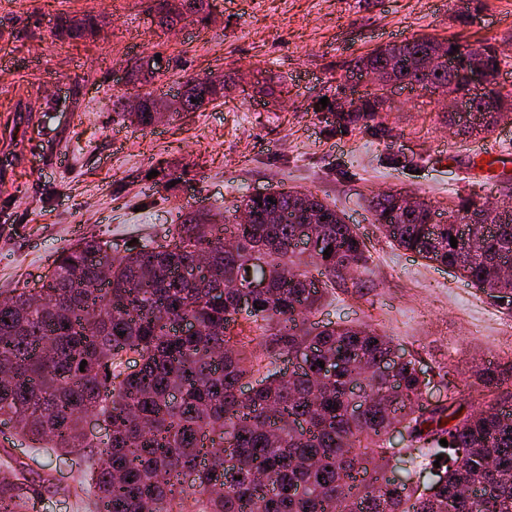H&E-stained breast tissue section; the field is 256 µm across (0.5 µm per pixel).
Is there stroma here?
<instances>
[{"label": "stroma", "instance_id": "1", "mask_svg": "<svg viewBox=\"0 0 512 512\" xmlns=\"http://www.w3.org/2000/svg\"><path fill=\"white\" fill-rule=\"evenodd\" d=\"M207 27L159 26L151 0H0V294L37 288L62 249L95 237L113 249L163 242L183 207L225 212L246 195L310 190L341 211L367 243L354 288L329 291L319 324H367L412 354L432 383L430 405L449 393L463 405L493 403L477 366L512 360V310L455 270L395 246L369 202L407 194L446 213L456 196L483 202L500 181L471 173L512 154V125L453 134L438 96L395 85L390 108L342 124L322 108L360 57L421 36L471 48L498 46L496 88L512 91V0H210ZM91 14L98 28L69 38L59 19ZM160 55L157 92L223 75L233 104L215 100L148 129L123 120L118 96L144 89L130 71ZM23 462L38 512H88L51 495L72 484L76 455L32 451L0 436Z\"/></svg>", "mask_w": 512, "mask_h": 512}]
</instances>
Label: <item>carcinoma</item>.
<instances>
[{
  "label": "carcinoma",
  "mask_w": 512,
  "mask_h": 512,
  "mask_svg": "<svg viewBox=\"0 0 512 512\" xmlns=\"http://www.w3.org/2000/svg\"><path fill=\"white\" fill-rule=\"evenodd\" d=\"M186 11L158 0L161 25L187 18L204 26L209 0H191ZM96 18L62 19L61 33H92ZM437 39L423 36L388 45L367 55L370 64L424 89L465 87V68L433 73L413 69ZM481 62L498 73L497 48L481 46ZM224 86L210 76L190 77L174 112H195ZM146 96L143 111L128 118L141 129L153 126L158 100ZM387 99L369 96L340 117L346 124L372 120ZM396 194L372 197L375 219L397 247L451 268L474 287L512 305V211L493 218L489 238H479L474 259L458 236L477 202L465 196L448 210L451 223L438 225L427 241L425 216L397 208ZM255 215L243 242L217 213L190 209L164 244L112 250L99 239L83 250L67 248L53 261L39 291L24 285L0 302V422L15 420L14 435L65 453L88 447L83 421L99 418L111 430L101 459L88 458L73 487L51 479L43 488L75 497L94 491L109 512H512V389L495 367L476 371L496 403L459 414L455 392L436 411H420V369L404 359L390 385L378 361L395 348L367 326L315 327L317 311L336 271L366 266L368 249L354 228L336 218L337 210L312 192L282 189L274 202L242 200ZM310 211L322 213L331 256L306 261L293 247L294 226ZM263 253L262 265L251 263ZM266 282L247 316L262 330L267 356L302 352L320 345L312 368L291 384L277 370L254 369L262 358L231 344L229 331L240 310L238 295L248 277ZM194 323L183 335L176 324ZM138 355L130 372L123 356ZM85 367H80L82 361ZM329 365L325 370L320 364ZM254 378L243 386L246 377ZM363 378V409L347 412V391ZM404 426L428 458L443 456L446 482L424 500L411 485L391 488L385 475L392 455L385 438ZM210 456L200 461V440ZM448 446L440 445V440ZM465 448L462 464L455 449ZM8 475L0 479V505L6 512H33L26 469L10 451L0 456Z\"/></svg>",
  "instance_id": "obj_1"
}]
</instances>
